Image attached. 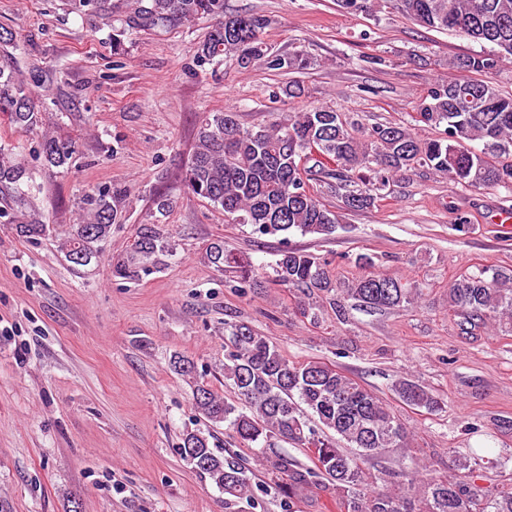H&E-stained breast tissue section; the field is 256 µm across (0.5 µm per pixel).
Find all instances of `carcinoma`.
I'll list each match as a JSON object with an SVG mask.
<instances>
[{"label":"carcinoma","mask_w":512,"mask_h":512,"mask_svg":"<svg viewBox=\"0 0 512 512\" xmlns=\"http://www.w3.org/2000/svg\"><path fill=\"white\" fill-rule=\"evenodd\" d=\"M348 13L369 12L376 0H337ZM422 26L455 31L491 45L487 54L448 60V68L467 77L435 83L422 105L421 121L444 127L442 136L421 139L410 129L376 124L366 127L331 107H313L289 116L284 124L258 130L240 126L234 112H214L200 130L184 182L188 190L238 224L260 236L298 232L319 239L331 236L335 212L320 200L321 189L341 193L346 208L370 209L386 196L395 179L418 168L448 175L465 188L512 190V95L503 94L479 75L512 62V0H384ZM77 14L118 23L112 51H123L126 31L174 30L201 18L214 20L194 51L202 68L226 56L242 68L296 72L307 67L301 52L282 53L261 39L269 19L259 14H224V0H68ZM0 113L17 130L46 125L27 80L0 66ZM320 156L307 159L306 180L297 181L298 160L309 142ZM79 152L75 140L50 130L42 135L38 155L48 167L69 164ZM35 185L25 164L0 147V219L26 241L54 239L73 270L96 265L112 226L121 216L127 191L99 188L85 194L77 222L59 231L43 222L34 205ZM174 244L165 224H141L132 243L112 262V276L136 280L162 269ZM204 260L231 272L241 288H256L249 259L215 239L203 249ZM273 280L308 294L349 297L372 311L406 308L421 288L388 274H367L339 288L317 255L285 248L271 265ZM448 308L465 334L491 326L512 332V269L490 265L448 285ZM224 383L232 397L219 394L197 377L194 361L176 353L170 365L191 380L192 398L207 421L224 424L249 448L274 439L296 444L313 467L279 459L271 464L288 497L304 487L336 495L340 512H512V490L476 484L472 472L418 479L414 475L390 491L358 460L407 441L409 433L387 403L355 379L324 361L293 362L266 336L244 322L224 324ZM394 390L408 406L433 410L439 399L425 387L401 379ZM211 435L188 430L182 454L198 473L224 493L232 512L254 508L248 468L213 447Z\"/></svg>","instance_id":"cac0c4a2"}]
</instances>
